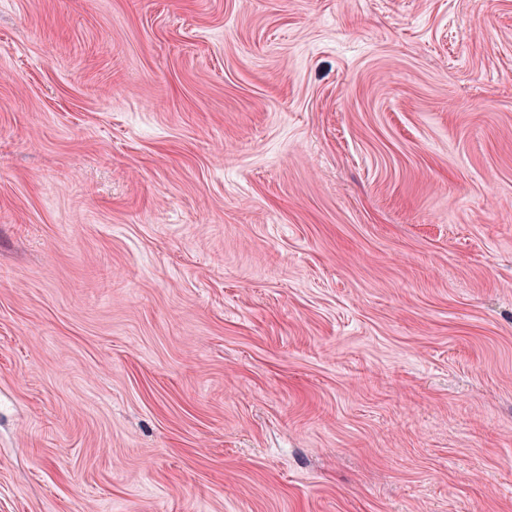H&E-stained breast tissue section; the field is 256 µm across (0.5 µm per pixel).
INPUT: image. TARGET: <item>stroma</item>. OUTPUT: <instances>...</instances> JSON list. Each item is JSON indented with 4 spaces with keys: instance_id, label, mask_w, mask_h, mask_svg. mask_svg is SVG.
<instances>
[{
    "instance_id": "1",
    "label": "stroma",
    "mask_w": 512,
    "mask_h": 512,
    "mask_svg": "<svg viewBox=\"0 0 512 512\" xmlns=\"http://www.w3.org/2000/svg\"><path fill=\"white\" fill-rule=\"evenodd\" d=\"M0 512H512V0H0Z\"/></svg>"
}]
</instances>
